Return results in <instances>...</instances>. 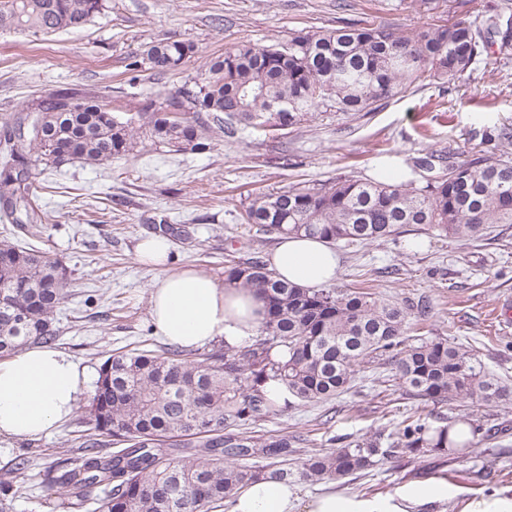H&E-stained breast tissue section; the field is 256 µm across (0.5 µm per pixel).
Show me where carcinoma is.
I'll return each instance as SVG.
<instances>
[{"label": "carcinoma", "mask_w": 512, "mask_h": 512, "mask_svg": "<svg viewBox=\"0 0 512 512\" xmlns=\"http://www.w3.org/2000/svg\"><path fill=\"white\" fill-rule=\"evenodd\" d=\"M450 23L404 32L381 23L297 32L264 46L241 43L203 65L195 90L151 100L114 122L111 100L49 94L0 126V208L29 232L45 220L34 209L36 169L66 162L98 165L127 157L149 141L180 150L211 149L214 130L281 131L321 109L347 115L424 82L450 84L486 49L464 10ZM106 0H0V30L52 35L87 24ZM193 42L164 38L143 51L142 65L167 75L196 57ZM207 119L176 116L184 110ZM504 152L446 164L417 160L423 180L387 183L345 177L318 187L294 185L254 195L242 214L267 233L322 238L337 247L394 239L416 225L431 236L482 240L491 224H512V128L487 135ZM224 282L264 303L260 336L242 348H134L102 356L94 393L81 411L69 449L44 448L51 483L65 489L70 512H228L236 494L257 479L286 481L294 472L312 482L350 478L382 454L398 461L433 452L464 454L491 437L479 425L430 422L429 404L457 399L497 402L512 388L448 339L407 336L411 309L380 302L365 288H301L281 280L259 255L232 259ZM72 271L49 252L0 239V359L28 343L53 345ZM388 365L420 403L382 451L362 439L305 453L288 433L256 427L292 404L326 402L351 388L373 365ZM279 381L275 400L265 385ZM462 425L464 429L454 431ZM117 446L110 453L104 448ZM261 457L267 463L245 466ZM30 459L0 468V512L32 490Z\"/></svg>", "instance_id": "cac0c4a2"}]
</instances>
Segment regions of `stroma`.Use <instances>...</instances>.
<instances>
[{"label": "stroma", "instance_id": "stroma-1", "mask_svg": "<svg viewBox=\"0 0 512 512\" xmlns=\"http://www.w3.org/2000/svg\"><path fill=\"white\" fill-rule=\"evenodd\" d=\"M457 0H109L87 25L54 35L0 32V121L56 91L110 96L117 113L148 98L161 100L193 89L199 65L225 49L250 42L269 45L297 30L317 31L375 21L411 32L447 21ZM470 16L487 32V52L450 87L418 85L350 117L316 113L302 125L273 134L240 130L215 133L204 153L145 150L98 166L74 162L42 174L38 205L48 219L21 245L54 252L74 272L75 296L61 321L58 347L88 368L94 389L101 354L132 349L152 327L150 294L157 269L136 248L166 217L171 268L191 266L223 279L228 259L258 252L270 256L276 235L244 224L249 193L317 185L343 176L372 177L377 161L390 159L420 179L415 161L427 154L448 161L495 151L486 130L512 126V0H471ZM192 41L194 64L163 77L126 66L153 41ZM335 284L371 289L384 301L424 299L431 318L414 335L444 336L467 346L486 370L512 385V327L497 315L512 299V227L493 225L484 240L432 237L408 229L397 240L339 249ZM417 402L397 384L390 367L359 374L352 387L328 402L299 405L271 417L260 432L304 437L308 452L327 451L379 433L389 435ZM444 416H466L498 439L466 457L432 454L400 464L383 460L339 488L384 497L410 482L442 480L456 498L428 512H462L467 501L499 492L512 495V400L487 404L459 400L440 406Z\"/></svg>", "mask_w": 512, "mask_h": 512}]
</instances>
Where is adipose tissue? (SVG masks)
Here are the masks:
<instances>
[{"instance_id":"adipose-tissue-1","label":"adipose tissue","mask_w":512,"mask_h":512,"mask_svg":"<svg viewBox=\"0 0 512 512\" xmlns=\"http://www.w3.org/2000/svg\"><path fill=\"white\" fill-rule=\"evenodd\" d=\"M170 249L169 239L160 235L137 246L140 260L160 270L150 299L156 334L182 348L216 340L231 348L250 344L262 327L263 302L192 267L166 271ZM270 267L291 283L316 288L335 278L340 260L323 240L283 236ZM84 381V367L55 346L35 345L0 361V443L35 440L66 422L84 396ZM456 495L447 483L429 481L406 484L382 498L330 487L304 501L296 487L261 479L236 497L229 512H424Z\"/></svg>"}]
</instances>
